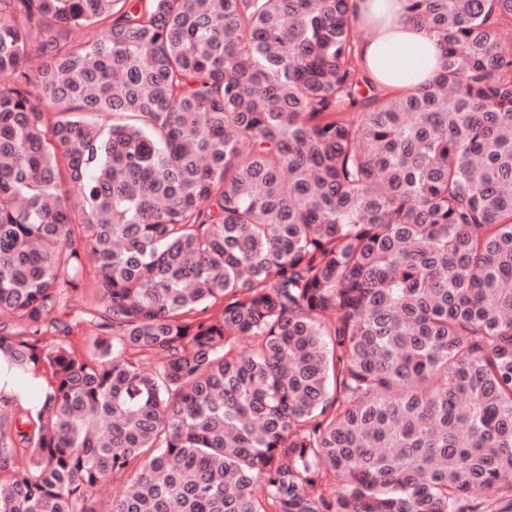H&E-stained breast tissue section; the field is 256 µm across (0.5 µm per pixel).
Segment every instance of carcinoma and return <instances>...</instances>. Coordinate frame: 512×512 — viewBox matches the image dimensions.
<instances>
[{
  "mask_svg": "<svg viewBox=\"0 0 512 512\" xmlns=\"http://www.w3.org/2000/svg\"><path fill=\"white\" fill-rule=\"evenodd\" d=\"M406 10L414 90L350 0H0V512L512 509V0ZM405 0H351L357 24L372 25L375 36L360 44V57L371 75L388 88L407 89L432 80L440 49L425 28L409 22ZM98 300L97 293L91 286H88L82 298L68 302L67 306L61 307L53 313V316L58 317L62 322L74 324L82 315V310L94 306Z\"/></svg>",
  "mask_w": 512,
  "mask_h": 512,
  "instance_id": "cac0c4a2",
  "label": "carcinoma"
}]
</instances>
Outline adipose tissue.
Masks as SVG:
<instances>
[{
  "mask_svg": "<svg viewBox=\"0 0 512 512\" xmlns=\"http://www.w3.org/2000/svg\"><path fill=\"white\" fill-rule=\"evenodd\" d=\"M359 26L374 36L360 44V56L371 75L388 88L407 89L432 80L439 70L440 49L425 28L409 22L403 0H351Z\"/></svg>",
  "mask_w": 512,
  "mask_h": 512,
  "instance_id": "ef3b65f1",
  "label": "adipose tissue"
}]
</instances>
